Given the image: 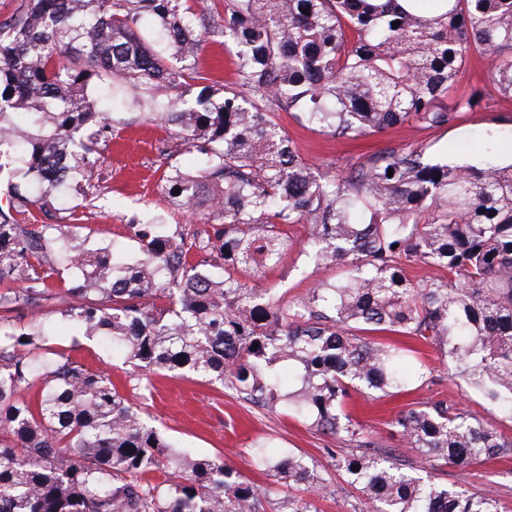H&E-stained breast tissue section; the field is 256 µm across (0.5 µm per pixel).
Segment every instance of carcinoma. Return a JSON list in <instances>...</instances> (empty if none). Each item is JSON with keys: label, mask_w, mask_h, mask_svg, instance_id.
<instances>
[{"label": "carcinoma", "mask_w": 512, "mask_h": 512, "mask_svg": "<svg viewBox=\"0 0 512 512\" xmlns=\"http://www.w3.org/2000/svg\"><path fill=\"white\" fill-rule=\"evenodd\" d=\"M422 2L224 0L208 15L197 0H20L0 20V512H316L190 455L109 373L45 347L51 314L122 349L137 389L152 374L196 377L311 421L343 444L327 454L375 512H500L490 493L407 470L347 403L417 388L418 351L394 340L414 337L512 420V164L433 162L416 146L329 175L279 122L300 112L347 139L446 126L481 102L472 86L441 105L472 52L512 98V0ZM207 42L233 54L232 79L200 69ZM126 98L198 154L193 171L167 164L160 188L207 214L172 234L161 219L127 225L131 259L88 247L76 223L112 143L105 103ZM33 205L60 223H21ZM290 224L309 226L312 272L344 276L282 301L260 281L293 247ZM413 265L445 275L413 281ZM65 270L71 288L58 287ZM284 362L297 369L286 392ZM390 428L434 470L512 459V437L444 400ZM248 455L277 485L327 488L286 448L254 442Z\"/></svg>", "instance_id": "carcinoma-1"}]
</instances>
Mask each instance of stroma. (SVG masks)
<instances>
[{
  "label": "stroma",
  "mask_w": 512,
  "mask_h": 512,
  "mask_svg": "<svg viewBox=\"0 0 512 512\" xmlns=\"http://www.w3.org/2000/svg\"><path fill=\"white\" fill-rule=\"evenodd\" d=\"M491 64L488 56H469L467 72L459 86L481 87L484 100L480 107L462 113L445 127L413 133L391 128L348 141L303 128L287 112L281 113V122L302 159L332 175L365 155L411 145L426 146L428 155L459 163H494L512 157V99L501 97L490 81ZM110 118L115 137L99 169V194L84 211L83 232L97 244L116 243L131 258L140 251L139 244L129 238L126 230L131 221L145 223L160 214L174 230L196 223V216L179 209L161 192L156 173L157 167L169 162L192 167L195 159L182 142L146 124L137 109L123 108L111 113ZM314 283L306 256L298 247L266 274L267 286L288 299L305 293ZM58 343L74 359L94 367H107L116 384H125L130 366L124 357L77 334L59 337ZM421 350L428 366L423 386L377 400L363 393L354 394L351 411L371 439L396 449L406 465L421 466L422 457L415 449L400 446L390 437L389 423L400 411L436 398L448 399L477 421L512 436V420L490 406L478 390L461 380L449 381L448 372L453 364L438 347L425 344ZM152 384L142 409L180 446L203 456H222L251 482L265 488L272 479L254 469L247 448L253 440L271 439L276 447L292 449L316 461L319 473L329 482L325 494L316 499L319 512H367L368 503L358 486L336 471L327 454L328 449L336 447V439L319 434L309 422L253 407L230 391L201 380L156 376ZM438 476L443 483L471 493L494 494L501 500L503 512H512V460L480 464L463 472L448 466Z\"/></svg>",
  "instance_id": "1"
}]
</instances>
